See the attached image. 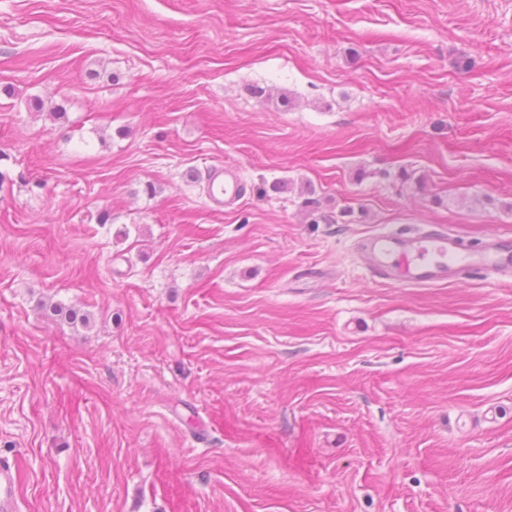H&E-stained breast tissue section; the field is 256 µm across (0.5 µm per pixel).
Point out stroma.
I'll return each instance as SVG.
<instances>
[{
    "label": "stroma",
    "instance_id": "35a3bbf8",
    "mask_svg": "<svg viewBox=\"0 0 512 512\" xmlns=\"http://www.w3.org/2000/svg\"><path fill=\"white\" fill-rule=\"evenodd\" d=\"M414 227L512 246V0H0L19 512H512V273ZM242 192L243 183L235 168L215 169L207 179V200L213 208L221 209L235 204ZM359 250L372 271L411 286H427L462 280L477 272H509L512 250L496 236L480 247L466 249L447 230L426 234H375L363 239Z\"/></svg>",
    "mask_w": 512,
    "mask_h": 512
}]
</instances>
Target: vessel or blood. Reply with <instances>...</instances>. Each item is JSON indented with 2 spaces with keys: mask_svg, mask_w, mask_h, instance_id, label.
I'll use <instances>...</instances> for the list:
<instances>
[{
  "mask_svg": "<svg viewBox=\"0 0 512 512\" xmlns=\"http://www.w3.org/2000/svg\"><path fill=\"white\" fill-rule=\"evenodd\" d=\"M243 183L236 169L213 170L207 179V200L220 209L235 204ZM359 250L372 271L411 286L461 280L477 272L512 270V250L491 236L480 247L468 249L460 239L442 230L426 234H375L363 239ZM0 512H18L14 464L0 462Z\"/></svg>",
  "mask_w": 512,
  "mask_h": 512,
  "instance_id": "1",
  "label": "vessel or blood"
}]
</instances>
